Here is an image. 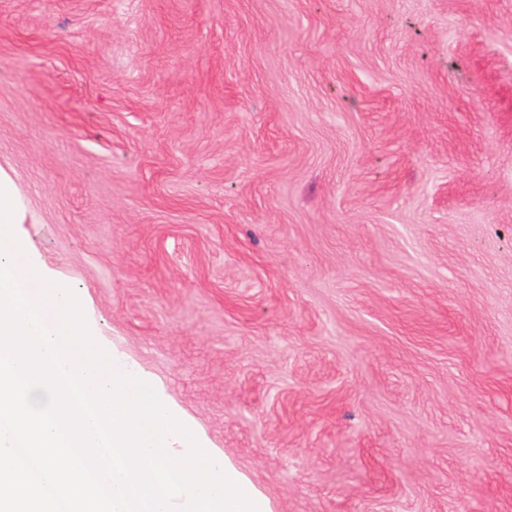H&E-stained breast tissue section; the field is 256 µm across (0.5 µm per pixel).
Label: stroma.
<instances>
[{
  "instance_id": "1",
  "label": "stroma",
  "mask_w": 512,
  "mask_h": 512,
  "mask_svg": "<svg viewBox=\"0 0 512 512\" xmlns=\"http://www.w3.org/2000/svg\"><path fill=\"white\" fill-rule=\"evenodd\" d=\"M0 169L271 512H512V0H0Z\"/></svg>"
}]
</instances>
